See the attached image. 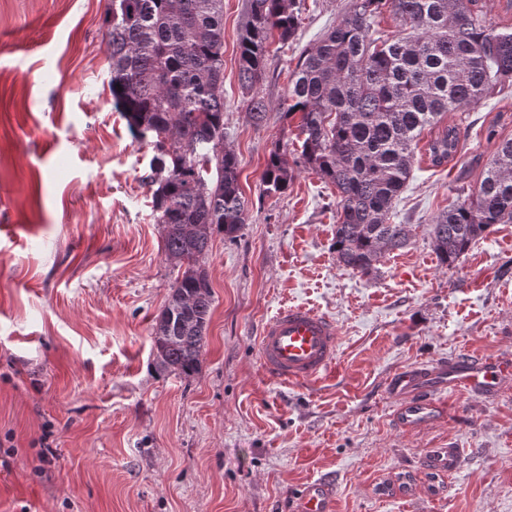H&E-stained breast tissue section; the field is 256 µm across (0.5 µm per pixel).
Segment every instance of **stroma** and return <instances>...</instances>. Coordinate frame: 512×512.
I'll return each instance as SVG.
<instances>
[{"label":"stroma","mask_w":512,"mask_h":512,"mask_svg":"<svg viewBox=\"0 0 512 512\" xmlns=\"http://www.w3.org/2000/svg\"><path fill=\"white\" fill-rule=\"evenodd\" d=\"M350 0H303L270 53L255 123L238 77L246 0H224V147L239 160L246 222L201 264L212 316L199 371L155 366L151 327L182 269L163 251L145 184L154 149L112 105L108 0H0V512H290L309 482L335 512H512V386L448 394L438 421L404 431L391 377L466 354H512V224L452 266L428 226L512 139V88L443 124L458 152L432 166L431 131L392 221L403 249L365 276L340 266L335 188L299 166L298 117L281 104L299 57ZM295 178L264 193L268 155ZM303 304L336 321L334 368L304 387L263 371L262 325ZM455 473L423 465L448 442Z\"/></svg>","instance_id":"obj_1"}]
</instances>
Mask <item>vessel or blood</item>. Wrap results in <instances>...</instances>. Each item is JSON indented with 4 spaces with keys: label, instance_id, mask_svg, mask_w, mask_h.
Returning a JSON list of instances; mask_svg holds the SVG:
<instances>
[{
    "label": "vessel or blood",
    "instance_id": "vessel-or-blood-1",
    "mask_svg": "<svg viewBox=\"0 0 512 512\" xmlns=\"http://www.w3.org/2000/svg\"><path fill=\"white\" fill-rule=\"evenodd\" d=\"M339 345L334 320L304 305L282 308L262 327L258 336L264 372L286 386L303 385L326 376L333 368ZM512 381V363L469 356L450 362L411 367L395 374L390 390L397 397L395 421L399 428L415 430L433 422L444 409L446 390L486 398L496 397ZM462 451L449 444L429 455L427 466L458 470ZM294 512H334L333 492L325 480L307 484Z\"/></svg>",
    "mask_w": 512,
    "mask_h": 512
}]
</instances>
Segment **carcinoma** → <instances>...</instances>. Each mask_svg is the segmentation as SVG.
<instances>
[{
    "instance_id": "cac0c4a2",
    "label": "carcinoma",
    "mask_w": 512,
    "mask_h": 512,
    "mask_svg": "<svg viewBox=\"0 0 512 512\" xmlns=\"http://www.w3.org/2000/svg\"><path fill=\"white\" fill-rule=\"evenodd\" d=\"M403 31L369 35L382 9ZM105 43L115 109L133 134L153 137L145 185L167 257L185 266L152 326L157 366L197 372L212 313L199 259L215 232L229 239L245 224L237 156L224 149V0H109ZM301 0H246L239 80L250 93L270 46L291 39ZM512 84V29L487 22L479 0H351L349 11L303 53L288 79L287 116L300 114L299 156L336 187V261L370 275L385 254L407 246L408 224L394 203L411 174L421 132ZM445 126L427 144L441 166L458 149ZM294 178L269 155L264 192ZM512 223V139L501 141L477 188L430 224L440 264L457 262L494 224Z\"/></svg>"
}]
</instances>
